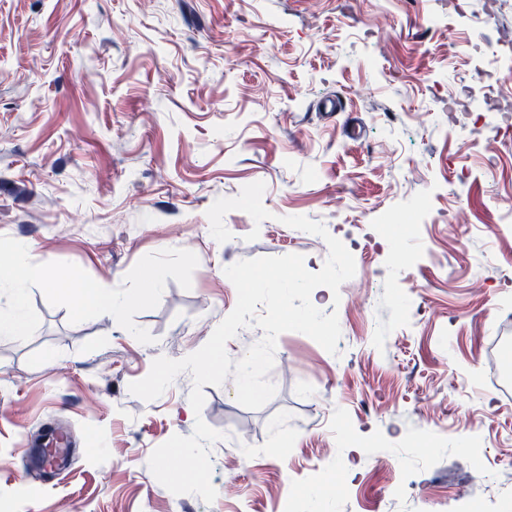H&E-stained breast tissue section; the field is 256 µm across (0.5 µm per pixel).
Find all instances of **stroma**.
I'll list each match as a JSON object with an SVG mask.
<instances>
[{
  "mask_svg": "<svg viewBox=\"0 0 512 512\" xmlns=\"http://www.w3.org/2000/svg\"><path fill=\"white\" fill-rule=\"evenodd\" d=\"M506 28L512 0H0V235L108 288L150 253L199 260L136 314L150 344L31 289L34 335L0 338V512H512V80L488 77L512 66ZM258 181L270 219L230 211L217 242L208 209ZM298 215L355 259L311 296L337 354L279 335L257 410L230 377L198 413L187 372L131 394L234 309L226 266L323 267L325 241L282 222ZM199 418L225 435L209 504L148 466ZM45 427L72 448L44 480L22 456Z\"/></svg>",
  "mask_w": 512,
  "mask_h": 512,
  "instance_id": "1",
  "label": "stroma"
}]
</instances>
